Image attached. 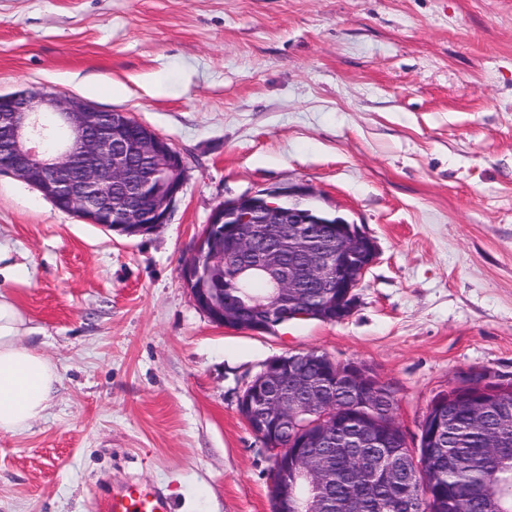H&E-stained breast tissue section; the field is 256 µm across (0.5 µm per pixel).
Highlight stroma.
Listing matches in <instances>:
<instances>
[{
  "label": "stroma",
  "instance_id": "35a3bbf8",
  "mask_svg": "<svg viewBox=\"0 0 512 512\" xmlns=\"http://www.w3.org/2000/svg\"><path fill=\"white\" fill-rule=\"evenodd\" d=\"M20 90L128 112L187 178L126 237L0 171L27 270L6 288L59 377L0 435V512H97L138 480L171 512H271L238 396L286 353L372 367L411 442L462 373L512 379V0H0V94ZM296 184L377 244L352 314L217 325L183 279L213 211Z\"/></svg>",
  "mask_w": 512,
  "mask_h": 512
}]
</instances>
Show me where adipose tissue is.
Here are the masks:
<instances>
[{"mask_svg": "<svg viewBox=\"0 0 512 512\" xmlns=\"http://www.w3.org/2000/svg\"><path fill=\"white\" fill-rule=\"evenodd\" d=\"M30 332L22 310L0 290V433H21L42 418L56 390L55 365L22 342Z\"/></svg>", "mask_w": 512, "mask_h": 512, "instance_id": "adipose-tissue-1", "label": "adipose tissue"}]
</instances>
